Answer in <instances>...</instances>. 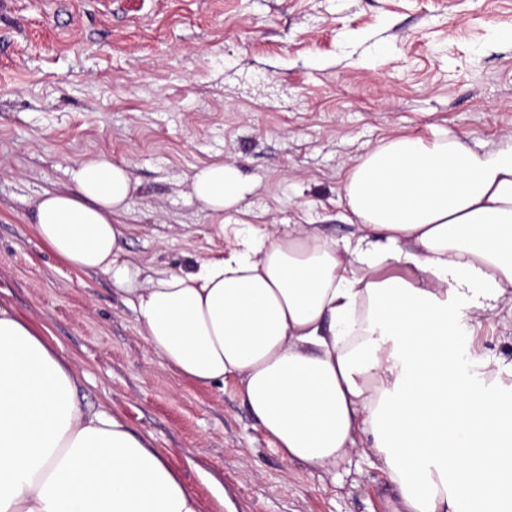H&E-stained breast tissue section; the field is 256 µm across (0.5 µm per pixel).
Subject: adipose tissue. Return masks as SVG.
<instances>
[{"label":"adipose tissue","instance_id":"1","mask_svg":"<svg viewBox=\"0 0 512 512\" xmlns=\"http://www.w3.org/2000/svg\"><path fill=\"white\" fill-rule=\"evenodd\" d=\"M34 205L38 240L106 276L162 367L234 382L290 462L375 458L403 512H512V371L463 369L460 338L512 303V145L393 135L348 167L356 226L230 225L228 253L192 270L144 264L120 218L136 185L104 155ZM220 215L253 185L232 163L195 170ZM72 364L0 303V512H199L194 494L119 415L84 406Z\"/></svg>","mask_w":512,"mask_h":512}]
</instances>
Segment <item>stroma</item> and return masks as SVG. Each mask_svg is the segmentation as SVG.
I'll list each match as a JSON object with an SVG mask.
<instances>
[{
    "label": "stroma",
    "instance_id": "stroma-1",
    "mask_svg": "<svg viewBox=\"0 0 512 512\" xmlns=\"http://www.w3.org/2000/svg\"><path fill=\"white\" fill-rule=\"evenodd\" d=\"M512 0H8L0 5V301L76 365L80 401L150 437L200 512H397L376 460L343 478L284 460L233 384L160 366L101 274L71 270L31 229L36 198L84 156L136 183L129 250L190 269L228 252L191 195L194 168L234 163L245 224L355 227L351 159L394 134L446 129L478 152L512 131ZM512 362V308L464 337Z\"/></svg>",
    "mask_w": 512,
    "mask_h": 512
}]
</instances>
